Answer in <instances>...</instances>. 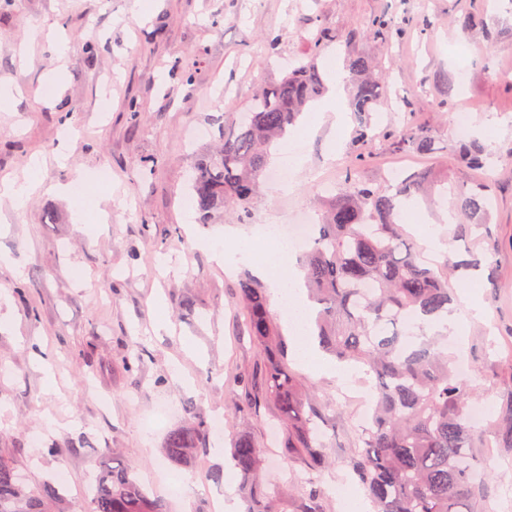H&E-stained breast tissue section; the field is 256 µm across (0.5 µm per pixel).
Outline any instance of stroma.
I'll return each instance as SVG.
<instances>
[{
  "instance_id": "1",
  "label": "stroma",
  "mask_w": 512,
  "mask_h": 512,
  "mask_svg": "<svg viewBox=\"0 0 512 512\" xmlns=\"http://www.w3.org/2000/svg\"><path fill=\"white\" fill-rule=\"evenodd\" d=\"M391 10L429 17L427 31L402 40H347L370 17ZM320 17L333 37L324 57L333 67L371 57L385 76V96L368 131L348 114L301 116L304 164L288 196L263 187L249 223L228 215L201 225L187 206L191 167L201 143L195 127L214 132L261 85L279 80L303 56V31ZM497 23L493 55L482 23ZM68 40L58 57L44 32ZM279 37L268 46L267 33ZM190 71L182 82L181 71ZM512 0H11L0 11V82L17 94L0 111V178L36 177L43 184L93 183L95 217H78L71 196L34 192L23 209L0 199V455L18 460L28 484L58 482L71 512H90L88 478L121 465L135 472L167 512H246L232 442L249 433L266 449L258 481L294 494L321 490L322 512H345L365 496L353 478L355 445L367 415L356 394L375 386L360 372L351 383L289 357L288 367L312 390L328 429L326 468L311 471L284 450L273 404L248 420L234 416L238 381L262 355L243 329L238 272L217 265L206 241L223 234L252 238L267 219L318 212L324 185L343 188L346 171L385 185L392 171H431L459 183L489 181L492 246L485 275L450 281L454 312L477 301L484 316L455 337L452 355L472 368L473 401L493 405L496 432L478 440L487 473L484 512H512ZM470 113L472 133L490 156L486 170L464 167L452 149V112ZM495 119L497 131L483 126ZM433 129L432 153L398 151L384 132ZM42 165L30 172L31 157ZM171 270L161 274L158 255ZM140 363L128 366V359ZM170 419L149 426L158 402ZM198 416L221 417L220 433L186 465L163 453L167 432ZM55 454H48V447Z\"/></svg>"
}]
</instances>
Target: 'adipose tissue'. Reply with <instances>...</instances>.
<instances>
[{"label": "adipose tissue", "instance_id": "obj_1", "mask_svg": "<svg viewBox=\"0 0 512 512\" xmlns=\"http://www.w3.org/2000/svg\"><path fill=\"white\" fill-rule=\"evenodd\" d=\"M211 251L214 259L229 269L233 268L238 257L247 258L257 276L270 285L282 319L297 334L296 350L305 366L320 372L333 373L345 380L354 375L355 369L350 365L320 360L307 338L313 308L302 289V272L296 265L294 247L284 243L275 249L256 252L248 245L240 243L234 251L229 252L223 246L215 244Z\"/></svg>", "mask_w": 512, "mask_h": 512}]
</instances>
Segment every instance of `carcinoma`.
Wrapping results in <instances>:
<instances>
[{"mask_svg": "<svg viewBox=\"0 0 512 512\" xmlns=\"http://www.w3.org/2000/svg\"><path fill=\"white\" fill-rule=\"evenodd\" d=\"M406 19L382 13L352 31L348 40L391 41L406 32ZM323 23L308 31V60L294 59L288 72L263 86L244 111L233 113V128H218L215 150L204 151L191 178V202L207 224L218 213L240 218L252 205L280 140L296 125L306 105L325 86L317 58L325 47ZM352 82L351 107L364 117L381 99L383 81L374 61L352 55L347 64ZM433 131L421 127L394 137L400 150H432ZM460 162L483 167L486 150L468 136L456 141ZM346 188L322 200L320 223L311 231L302 256L305 286L322 306L317 319L321 347L340 361L369 368L376 377L368 426L363 428L353 471L366 488L374 512H479L476 493L483 479L473 448L493 426L471 423L469 380L456 374L438 342L417 337L424 321L448 315L454 302L448 274L460 275L480 266L474 255L456 262L451 271H436L423 257V248L396 223L404 199L427 192L431 173L398 178L390 189L376 187L355 170L344 179ZM449 214L453 237L487 230L488 188L484 184L452 183ZM239 299L247 333L265 356L261 387L241 380L248 403L238 413L273 403L288 430V448L304 456L309 470L326 466L320 412L310 394L287 371V346L275 329L265 288L245 276ZM184 411L194 421L171 429L164 453L174 465H185L206 448L208 422ZM265 452L248 434L231 448L233 466L242 478L246 512H283L288 491L267 492L257 481ZM92 512H167L136 475L124 468L103 469L91 483ZM319 491L311 488L294 512H321ZM0 512H69L55 486L30 488L12 459L0 458Z\"/></svg>", "mask_w": 512, "mask_h": 512, "instance_id": "cac0c4a2", "label": "carcinoma"}]
</instances>
